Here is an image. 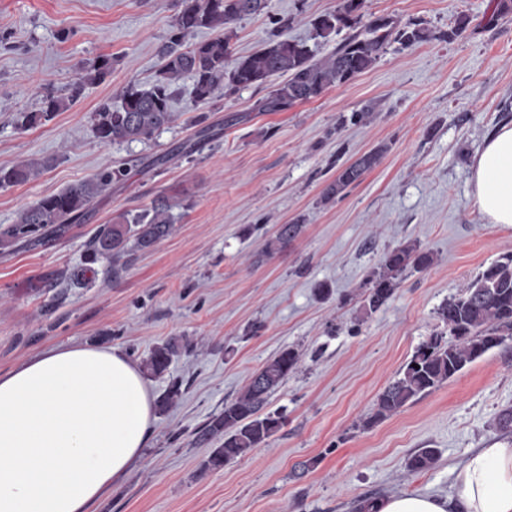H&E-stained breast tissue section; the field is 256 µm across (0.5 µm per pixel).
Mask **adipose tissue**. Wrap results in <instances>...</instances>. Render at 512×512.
<instances>
[{
	"instance_id": "obj_1",
	"label": "adipose tissue",
	"mask_w": 512,
	"mask_h": 512,
	"mask_svg": "<svg viewBox=\"0 0 512 512\" xmlns=\"http://www.w3.org/2000/svg\"><path fill=\"white\" fill-rule=\"evenodd\" d=\"M471 202L486 223L512 225V125L477 151ZM155 411L119 349L45 348L0 373V512H90L136 460ZM376 512H512V440L476 449L450 495L400 493Z\"/></svg>"
}]
</instances>
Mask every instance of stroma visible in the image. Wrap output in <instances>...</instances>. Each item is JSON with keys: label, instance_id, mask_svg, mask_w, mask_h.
<instances>
[{"label": "stroma", "instance_id": "35a3bbf8", "mask_svg": "<svg viewBox=\"0 0 512 512\" xmlns=\"http://www.w3.org/2000/svg\"><path fill=\"white\" fill-rule=\"evenodd\" d=\"M337 3L268 0L262 14L236 23L234 56L264 47L281 18L287 38L310 41L313 19ZM179 10L180 0H0V167L53 161L36 180L0 188V224L102 168L126 169L61 239L0 252V372L50 346L114 347L139 364L169 339L192 344L148 377L154 397L175 380L183 395L157 412L141 458L97 512H355L368 497L447 495L453 467L503 435L512 339L400 414L369 429L362 421L416 349L443 331L439 307L512 253V226L485 223L469 184L485 139L512 122V0H366L367 17L419 20L431 38L391 44L368 71L285 112L255 111L262 93L252 88L216 91L204 109L213 139L199 152L180 151L196 131L188 77L175 124L145 142L101 143L91 112L118 101L127 84L151 86ZM461 13L468 29L443 40ZM102 57L112 61L109 78L85 85L43 125H17L43 95L68 96ZM367 107L370 119L349 123ZM380 144L388 150L379 165L322 204L337 163ZM160 154L169 162L151 166ZM159 196L174 205L172 236L133 255L120 278L101 261L91 279H65L85 266L99 225ZM295 220L302 234L265 255L277 225ZM400 245L430 252L433 263L407 272L388 304L363 316L365 281ZM288 346L300 368L266 405L284 426L245 458L204 469L212 448L194 443L196 429ZM421 448L436 449L437 462L407 473Z\"/></svg>", "mask_w": 512, "mask_h": 512}]
</instances>
